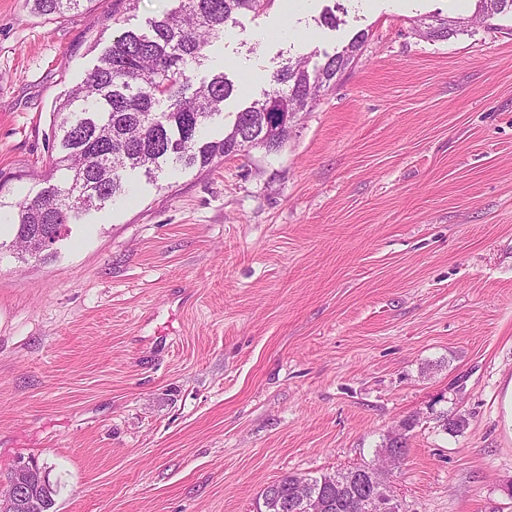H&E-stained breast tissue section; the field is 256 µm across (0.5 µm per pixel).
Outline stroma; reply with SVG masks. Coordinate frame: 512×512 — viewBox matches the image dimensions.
<instances>
[{
	"mask_svg": "<svg viewBox=\"0 0 512 512\" xmlns=\"http://www.w3.org/2000/svg\"><path fill=\"white\" fill-rule=\"evenodd\" d=\"M168 7L0 0V482L33 460L54 512H256L285 474L373 462L411 418L404 512H512V13L234 15L196 71L233 82L228 126L288 61L365 42L280 150L134 171L53 257L16 254L55 105ZM438 18L460 33L426 37ZM89 0H33V9L41 15H64L67 11L78 9L82 2Z\"/></svg>",
	"mask_w": 512,
	"mask_h": 512,
	"instance_id": "obj_1",
	"label": "stroma"
}]
</instances>
